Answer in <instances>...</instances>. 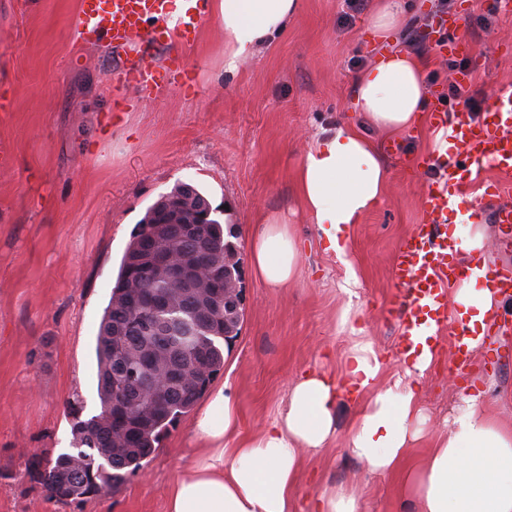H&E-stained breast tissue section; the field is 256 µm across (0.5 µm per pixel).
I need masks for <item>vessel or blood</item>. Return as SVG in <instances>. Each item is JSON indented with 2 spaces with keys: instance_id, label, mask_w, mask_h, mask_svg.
<instances>
[{
  "instance_id": "1",
  "label": "vessel or blood",
  "mask_w": 512,
  "mask_h": 512,
  "mask_svg": "<svg viewBox=\"0 0 512 512\" xmlns=\"http://www.w3.org/2000/svg\"><path fill=\"white\" fill-rule=\"evenodd\" d=\"M167 31V0H79L76 40L85 44L105 41L123 49L126 81L150 98L168 92L187 72L181 54L154 64L139 51L147 38ZM429 120L439 128L451 127L454 147L422 158L423 167L437 170L438 177L423 192L422 223L400 242L393 259L392 278L402 290L394 310L401 327L398 349L404 356L418 355L422 344L439 343L440 331H447L450 365L459 371L471 360L474 335L468 322L449 313L448 296L476 275L503 302L512 301V262L507 259L512 252V206L496 207L491 214L506 255L505 261L493 265L478 259L457 261V240L436 232L435 227L460 211L483 212L485 199L500 193L499 183L487 181L482 195L466 194L467 184L479 179L483 171L512 173V92L494 95L476 119L465 108L435 99Z\"/></svg>"
}]
</instances>
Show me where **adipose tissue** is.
<instances>
[{
	"mask_svg": "<svg viewBox=\"0 0 512 512\" xmlns=\"http://www.w3.org/2000/svg\"><path fill=\"white\" fill-rule=\"evenodd\" d=\"M300 0H214L224 27V68L256 54L287 27ZM429 60L390 52L357 73L350 92L362 125L340 123L308 147L296 169L299 201L336 254H344L349 231L382 200L389 169L361 126L405 132L420 126L429 95ZM254 270L271 288L296 275L298 242L288 224L270 216L250 242ZM454 305L482 322L501 302L471 278L451 295ZM432 362L430 351L379 388L382 360L371 345L355 344L344 376L318 367L292 382L286 404L257 437L232 447L238 429L237 402L226 388L210 394L194 422L209 444L191 471L174 481L167 512H358L353 496L333 486L312 497L294 493L303 452L319 453L336 434L339 402L351 401L356 416L349 448L371 473L393 472L423 432L417 376ZM485 390L459 389L447 430L422 467L408 474L404 495L419 512H512V427L500 425L485 405Z\"/></svg>",
	"mask_w": 512,
	"mask_h": 512,
	"instance_id": "1",
	"label": "adipose tissue"
}]
</instances>
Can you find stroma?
Returning a JSON list of instances; mask_svg holds the SVG:
<instances>
[{"label":"stroma","instance_id":"35a3bbf8","mask_svg":"<svg viewBox=\"0 0 512 512\" xmlns=\"http://www.w3.org/2000/svg\"><path fill=\"white\" fill-rule=\"evenodd\" d=\"M78 2L0 0V512H166L171 484L205 448L189 416L118 492L62 504L28 474L31 458L70 451L73 423L101 410L96 336L147 208L184 181L238 225L240 245L268 215L297 235L298 271L286 287H268L242 260L244 322L211 382L233 390L240 436L251 439L276 416L299 372L322 364L341 373L355 342L382 355L383 383L402 374L400 326L388 313L401 294L393 253L419 223L433 179L408 170L403 158L432 152L433 133L424 126L389 138L368 130L380 147L396 143L391 176L382 203L354 225L347 256H337L298 203L296 168L322 130L356 121L352 77L403 49L402 32L376 43L365 13L342 24L343 0H301L283 35L228 72L224 28L207 12L190 40L163 36L155 58L182 53L190 79L150 101L123 87L112 48L75 40ZM485 14L491 25L483 29L477 19ZM462 31L476 69L471 94L482 102L512 88V6L468 0ZM349 306L358 313L351 327L342 323ZM495 347L491 359L474 352L470 376L493 379L486 401L512 427V333L497 336ZM450 359L440 343L419 380L425 434L395 472L369 473L351 453L354 408L345 403L335 437L308 456L298 494L342 487L360 512H400L407 473L420 468L457 403L462 383Z\"/></svg>","mask_w":512,"mask_h":512}]
</instances>
